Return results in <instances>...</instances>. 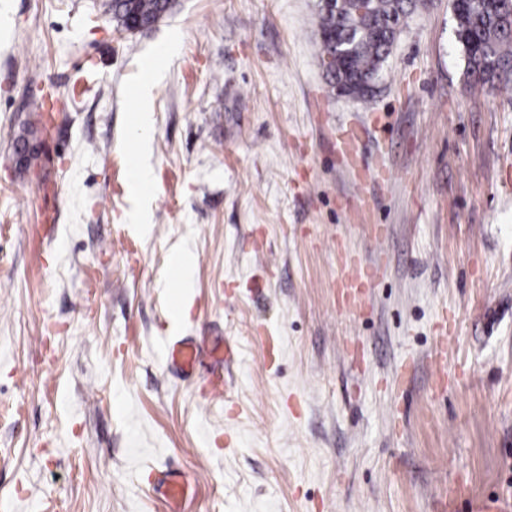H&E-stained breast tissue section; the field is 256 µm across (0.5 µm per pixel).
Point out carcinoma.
Returning a JSON list of instances; mask_svg holds the SVG:
<instances>
[{
    "label": "carcinoma",
    "mask_w": 512,
    "mask_h": 512,
    "mask_svg": "<svg viewBox=\"0 0 512 512\" xmlns=\"http://www.w3.org/2000/svg\"><path fill=\"white\" fill-rule=\"evenodd\" d=\"M176 0H109L117 24L130 20L156 22ZM417 0H321L320 52L336 56L326 69L332 91L369 100L366 83L380 79L383 65ZM456 37L466 72L491 88L512 80V4L508 0H456Z\"/></svg>",
    "instance_id": "cac0c4a2"
}]
</instances>
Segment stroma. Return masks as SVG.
Here are the masks:
<instances>
[{
	"label": "stroma",
	"instance_id": "obj_1",
	"mask_svg": "<svg viewBox=\"0 0 512 512\" xmlns=\"http://www.w3.org/2000/svg\"><path fill=\"white\" fill-rule=\"evenodd\" d=\"M105 2L0 0V512H166L170 468L185 512L511 505L512 83L469 82L451 0L368 101L327 84L318 0H176L132 33ZM153 87L154 79L140 88L138 97L141 99L142 105L139 112L136 113L133 123L136 162L131 173V184L138 193L146 191L152 183V171L148 166L137 162V153L141 142L149 136L153 124L151 113ZM167 476L169 478H151L149 475L148 482L156 494L162 496L165 501L170 502L174 509L179 511L187 500L188 485L176 475Z\"/></svg>",
	"mask_w": 512,
	"mask_h": 512
}]
</instances>
